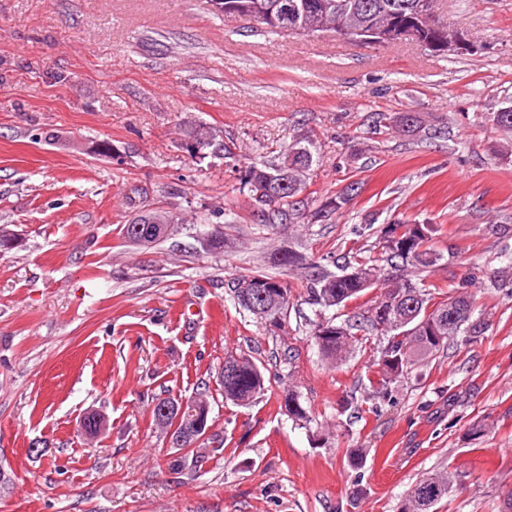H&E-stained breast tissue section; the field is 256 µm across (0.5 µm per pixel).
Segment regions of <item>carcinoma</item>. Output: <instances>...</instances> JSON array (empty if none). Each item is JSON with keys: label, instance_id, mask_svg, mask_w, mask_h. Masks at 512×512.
<instances>
[{"label": "carcinoma", "instance_id": "1", "mask_svg": "<svg viewBox=\"0 0 512 512\" xmlns=\"http://www.w3.org/2000/svg\"><path fill=\"white\" fill-rule=\"evenodd\" d=\"M310 3L302 14L307 33L313 34L325 23H331L350 38H360L358 30L365 28L375 16L400 14L401 21L420 15L419 9H434L435 0H287ZM236 5V10L251 14L258 29L265 34L282 35L286 30L277 22L279 3L282 0H209L212 13L225 16V5ZM427 50L431 54L446 55L448 50L440 33L426 31ZM387 129L393 133L416 135L423 130L422 120L413 112H401L387 117ZM213 145L209 154L237 161L231 146L224 142L220 132L208 128ZM314 141L304 136L288 147L278 161L261 166L252 163L242 170L240 190L261 209L257 211L260 223L288 227L292 224L321 223L341 211L350 199L336 193L322 200L314 209L296 201L303 191L306 174L314 163ZM156 210L146 209L135 214L121 225L120 233L134 223L142 226L145 242L153 244L165 234L155 224ZM375 237L370 247H352L347 259L336 265V271L327 269L331 256L315 258L306 252L290 248H277L270 253L268 263L304 273L303 288L308 303L322 310L345 309L350 303L367 295L368 286L382 289L379 296L366 301V316L360 322H350L332 315L315 324L313 339L324 358L334 362L358 341V333H373L382 337L377 346L378 358L373 362L376 371L369 378L368 394L386 399L391 385L409 374L418 363L436 356L448 347V342L461 336L473 343L485 333L486 323L473 317V302L465 288L473 287L469 280L458 284L459 290L444 292L426 280L424 273L437 266L443 255L429 242L436 233L431 224H417L397 220L377 229L367 224L354 230L358 237L365 232ZM261 285L263 301L268 307L266 321L280 329L288 323L292 286L265 268L248 275H241L228 283L235 304L246 312L250 307L243 303L245 290L242 285ZM224 402L247 406L265 391V380L260 367L243 358L235 374L224 379L221 386ZM284 405L288 414L305 421L306 409L299 396L292 390L285 392ZM448 477L430 475L421 478L412 490L403 512H431L442 499L448 497Z\"/></svg>", "mask_w": 512, "mask_h": 512}]
</instances>
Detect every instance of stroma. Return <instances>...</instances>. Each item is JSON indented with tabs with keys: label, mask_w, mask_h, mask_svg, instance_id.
Returning <instances> with one entry per match:
<instances>
[{
	"label": "stroma",
	"mask_w": 512,
	"mask_h": 512,
	"mask_svg": "<svg viewBox=\"0 0 512 512\" xmlns=\"http://www.w3.org/2000/svg\"><path fill=\"white\" fill-rule=\"evenodd\" d=\"M471 52L412 41L355 46L331 35L264 37L214 17L208 0H0V512H401L416 482L452 481L435 512H503L512 494V152L493 112L512 106V0H437ZM417 113L418 136L382 115ZM233 141L242 165L271 162L304 135L317 147L302 192L317 202L355 182L321 224H259L224 160L191 158L183 122ZM176 215L166 240L128 245L120 224ZM238 214L225 223L223 211ZM438 226L428 279L468 274L482 338L417 364L377 413L356 414L374 353L323 358L319 309L300 274L273 332L225 283L271 247L342 254L370 221ZM234 238L209 251L207 234ZM244 355L265 394L226 403L218 374ZM214 398L223 448L171 463L152 398ZM294 390L308 421L288 417ZM107 421L86 435L89 413ZM484 436L470 440L476 421ZM361 448L360 466L349 454Z\"/></svg>",
	"instance_id": "obj_1"
}]
</instances>
